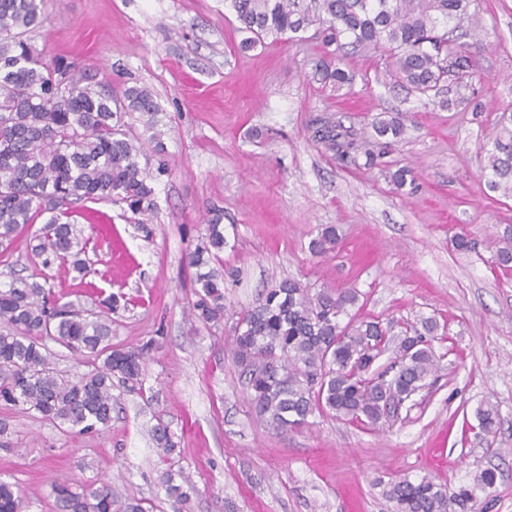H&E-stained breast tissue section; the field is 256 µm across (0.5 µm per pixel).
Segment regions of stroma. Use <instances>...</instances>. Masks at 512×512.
<instances>
[{
	"mask_svg": "<svg viewBox=\"0 0 512 512\" xmlns=\"http://www.w3.org/2000/svg\"><path fill=\"white\" fill-rule=\"evenodd\" d=\"M482 34L472 48L476 104L451 109L395 83L381 51L348 50L352 84L318 80L325 49L315 29L242 48L224 0H44L27 38L98 89L144 86L160 103L169 170L145 235L107 201L85 203L75 222L93 266L85 279L55 268L63 301L90 306L98 292L124 296L112 341L155 339L141 385L121 392L109 431L65 432L10 410L17 447L0 450V480L16 484L23 512H56L50 481L112 484L152 512H393L387 483L424 476L458 487L497 473L484 512H512V270L492 250L512 228V198L489 191L482 146L512 111V0H477ZM408 113L403 141L382 165L348 167L315 141L317 117L356 132L378 113ZM400 167L412 182L396 189ZM224 214L221 324L186 315L187 254L210 210ZM338 227L333 251L311 241ZM473 242L454 247L456 235ZM354 288L360 319L444 325L430 384L396 420L370 431L317 413L280 433L258 420L232 351L237 313L279 281ZM497 405L492 444L475 437L476 409ZM181 438L175 465L196 486L187 507L159 484L165 464L149 436L157 422Z\"/></svg>",
	"mask_w": 512,
	"mask_h": 512,
	"instance_id": "stroma-1",
	"label": "stroma"
}]
</instances>
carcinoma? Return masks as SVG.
<instances>
[{"mask_svg": "<svg viewBox=\"0 0 512 512\" xmlns=\"http://www.w3.org/2000/svg\"><path fill=\"white\" fill-rule=\"evenodd\" d=\"M474 0H230L243 46L278 41L317 24L326 58L316 66L324 82L336 88L352 77L337 66L346 46L381 50L389 58L394 80L429 98L453 78L467 88L473 57L460 39L464 23L476 21ZM41 0H0V255L10 251L21 230L46 217L29 255L42 271L0 284V406L21 408L43 420L79 433H101L112 425L119 405L115 385L141 383L143 367L154 347L150 339L132 347L112 345V314L120 297L99 301L101 314L91 319L70 302L62 303L43 283L45 269L69 266L80 277L91 271L82 257L81 229L70 222L77 204L109 200L123 204L146 235L147 216L157 209L155 183L167 173L161 108L146 87L131 86L112 95L92 89L59 63H48L25 34L40 20ZM68 89L60 95V87ZM140 115L145 137L130 135L124 118ZM406 115L387 113L372 124L376 146L386 149L405 132ZM500 129L486 152L490 190L512 197V113H502ZM314 138L344 163L372 167L379 152L357 133L331 117L316 121ZM152 149L156 169L140 163ZM334 225L320 228L311 251L323 255L336 246ZM224 250L222 215L208 219L205 237L190 252L196 269L190 315L208 324L224 319V270L215 267ZM494 262L512 268V240L503 238ZM359 300L354 288L316 292L288 279L262 293L234 328L233 346L256 415L277 430L308 424L317 412L349 422L376 426L421 391L438 367L431 345L439 324L431 317L408 324L394 360L377 361L392 341L393 324L359 320L350 308ZM75 352L89 353L90 369L63 374L46 340ZM476 417L482 439L495 437L501 418L486 400ZM152 439L162 461L171 459L180 437L159 423ZM496 472L484 469L457 489L430 477L404 478L389 484L386 497L395 512L475 510L491 494ZM160 483L167 497L183 505L195 491L181 472L166 470ZM51 491L60 512H146L142 501L117 500L112 486L77 490L68 478H56ZM0 512H22V498L11 483L0 481Z\"/></svg>", "mask_w": 512, "mask_h": 512, "instance_id": "carcinoma-1", "label": "carcinoma"}]
</instances>
